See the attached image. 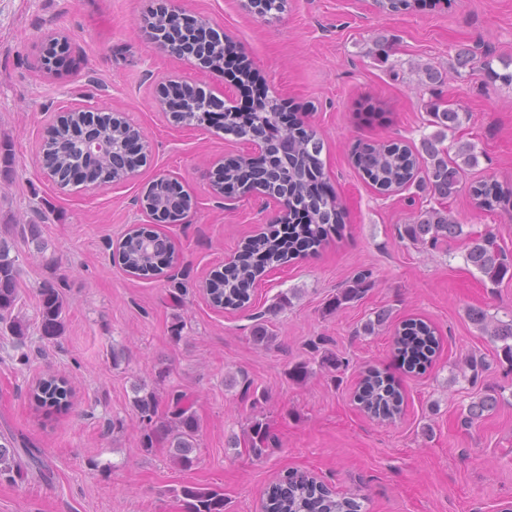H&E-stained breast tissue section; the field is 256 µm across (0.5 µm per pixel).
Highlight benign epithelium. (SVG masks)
I'll list each match as a JSON object with an SVG mask.
<instances>
[{
    "label": "benign epithelium",
    "instance_id": "7a95c632",
    "mask_svg": "<svg viewBox=\"0 0 512 512\" xmlns=\"http://www.w3.org/2000/svg\"><path fill=\"white\" fill-rule=\"evenodd\" d=\"M145 31L149 50L190 63L216 83L223 81L224 66L214 62L210 55V46L219 34L209 19L159 8L146 23ZM64 43L63 36L50 35L46 38L45 47L38 59V68L42 72L49 75L53 73L56 63L54 51ZM200 91L202 88L196 82L175 72L159 88L156 108L170 115L175 124L186 126L188 122L184 116L193 104L192 96ZM77 98L80 100L77 107L57 113L54 127L47 132L46 141H51L54 128L62 126L65 119L77 115L80 117L77 128L71 130L69 139L58 141L55 149L61 154H67L75 144L82 150V158L73 163L64 177L47 168L44 173L62 189L76 183L98 184L110 181L114 186H123L134 182L138 177V168L147 161L150 152L148 140L133 126L131 138L125 144L120 147L113 145L105 133L104 122L110 119L127 126L129 121L116 108L110 113H101L98 94L93 91L79 92ZM248 141L249 150L244 155L251 160V164L244 172V177L248 178V184L251 185L249 193L264 199L265 204L273 206L283 216L288 212L286 199L267 186L271 161L269 145L254 133L248 137ZM155 183L163 185V194L156 199L151 193ZM136 203L151 224H178L194 206L191 196L181 188L178 180L169 176H161L155 182L145 185Z\"/></svg>",
    "mask_w": 512,
    "mask_h": 512
}]
</instances>
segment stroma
Here are the masks:
<instances>
[{"instance_id":"stroma-1","label":"stroma","mask_w":512,"mask_h":512,"mask_svg":"<svg viewBox=\"0 0 512 512\" xmlns=\"http://www.w3.org/2000/svg\"><path fill=\"white\" fill-rule=\"evenodd\" d=\"M161 0H0V234L20 270L14 309L28 327L21 364L9 333L0 331V435L36 450L49 480L31 473L0 476V512H183L174 491L187 483L222 489L227 512H257L266 488L291 470L314 474L337 493L363 496L365 512H512V369L466 311L512 314V280L484 282L464 261L470 238L490 234L512 251V206H475L481 180L512 186V85L481 69L460 67L459 54L492 52L496 71L512 60V0H425L423 7L383 13L373 0H286L283 12L257 17L245 0H170L171 8L207 16L230 35L236 55L263 77L268 95L286 98L324 142V174L347 210L341 237L318 254L272 270L254 288L250 307L214 308L200 284L224 266L273 209L260 199L214 198L215 157L246 151L223 129L183 128L165 119L154 93L174 69L209 88L190 65L147 48L143 20ZM67 37L55 75L36 67L43 39ZM389 46L381 59L378 45ZM438 71L430 83L426 69ZM98 78L101 103L125 112L148 139L151 153L136 183L59 189L41 171L42 136L77 89ZM448 103L470 119L447 144L468 142L477 155L454 199L458 240L437 247L400 237L419 209L432 206L417 185L378 193L352 163L357 143L419 144L432 134L430 105ZM177 177L195 206L184 223L164 225L177 260L164 274L142 279L113 255L133 225L146 223L135 198L160 175ZM36 224L47 245L37 251L21 233ZM371 287L359 301L328 312V300L359 272ZM53 282L66 303V331L57 344L38 332V288ZM289 305L276 308L280 294ZM380 308L392 323L361 331ZM408 318L431 322L442 339L426 374L401 372L394 327ZM263 323L270 346L254 345ZM181 324L173 340V324ZM326 338L346 369L319 366L309 344ZM126 353L113 365V349ZM484 361L469 383L468 356ZM314 365L296 382V362ZM398 374L404 411L392 423L366 416L354 400L362 370ZM168 367L164 381L156 372ZM53 370L74 392L66 414L45 415L29 404L36 378ZM264 391L258 408L240 399L235 381ZM155 388L160 411L171 392L191 396L201 422L198 460L185 470L166 449L140 450L141 430L130 401L135 384ZM506 389L510 396L471 428L461 425L473 392ZM263 415L276 438L260 457L245 439ZM120 422L107 431V423ZM240 447H226L230 435Z\"/></svg>"}]
</instances>
